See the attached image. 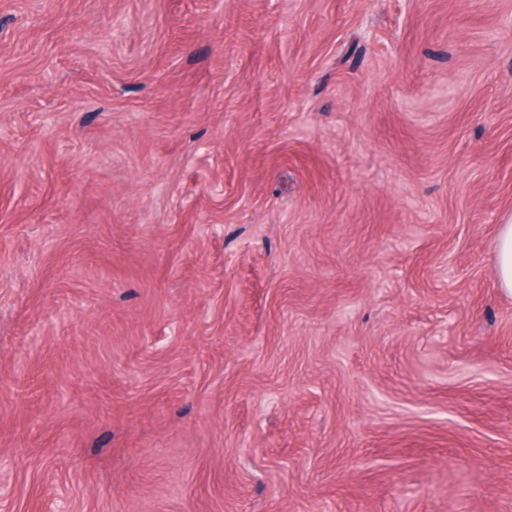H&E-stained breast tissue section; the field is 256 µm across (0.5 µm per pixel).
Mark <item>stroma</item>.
<instances>
[{
    "label": "stroma",
    "mask_w": 512,
    "mask_h": 512,
    "mask_svg": "<svg viewBox=\"0 0 512 512\" xmlns=\"http://www.w3.org/2000/svg\"><path fill=\"white\" fill-rule=\"evenodd\" d=\"M512 0H0V512H512ZM512 220L501 224L496 238V272L500 287L512 293Z\"/></svg>",
    "instance_id": "1"
}]
</instances>
